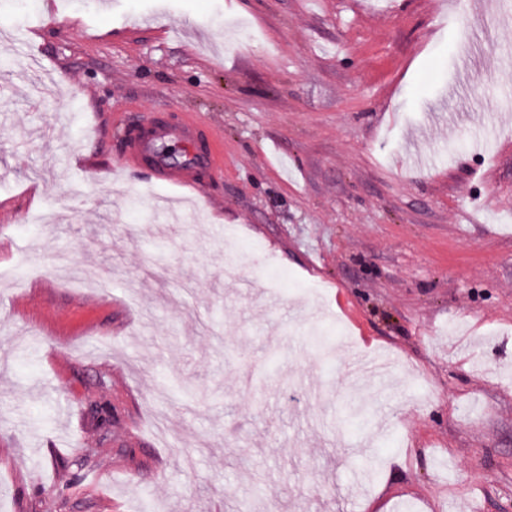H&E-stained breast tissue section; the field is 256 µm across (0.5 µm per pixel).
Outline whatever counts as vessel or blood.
Returning a JSON list of instances; mask_svg holds the SVG:
<instances>
[{"label":"vessel or blood","instance_id":"1","mask_svg":"<svg viewBox=\"0 0 512 512\" xmlns=\"http://www.w3.org/2000/svg\"><path fill=\"white\" fill-rule=\"evenodd\" d=\"M118 157L122 168L149 169L158 181L181 189L199 192L224 177L223 137L197 113L174 123L157 115L139 123L121 140Z\"/></svg>","mask_w":512,"mask_h":512}]
</instances>
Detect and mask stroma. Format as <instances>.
<instances>
[{
    "mask_svg": "<svg viewBox=\"0 0 512 512\" xmlns=\"http://www.w3.org/2000/svg\"><path fill=\"white\" fill-rule=\"evenodd\" d=\"M0 43V512H512V0H0ZM124 109L221 129L191 219Z\"/></svg>",
    "mask_w": 512,
    "mask_h": 512,
    "instance_id": "35a3bbf8",
    "label": "stroma"
}]
</instances>
